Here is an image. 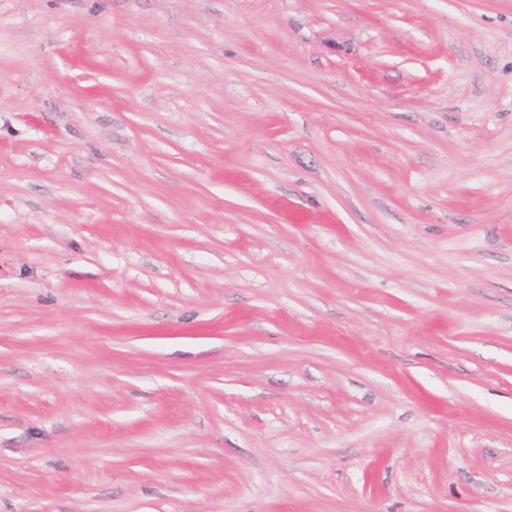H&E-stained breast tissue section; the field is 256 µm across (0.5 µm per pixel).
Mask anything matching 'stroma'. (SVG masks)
<instances>
[{
	"label": "stroma",
	"mask_w": 512,
	"mask_h": 512,
	"mask_svg": "<svg viewBox=\"0 0 512 512\" xmlns=\"http://www.w3.org/2000/svg\"><path fill=\"white\" fill-rule=\"evenodd\" d=\"M0 512H512V0H0Z\"/></svg>",
	"instance_id": "35a3bbf8"
}]
</instances>
